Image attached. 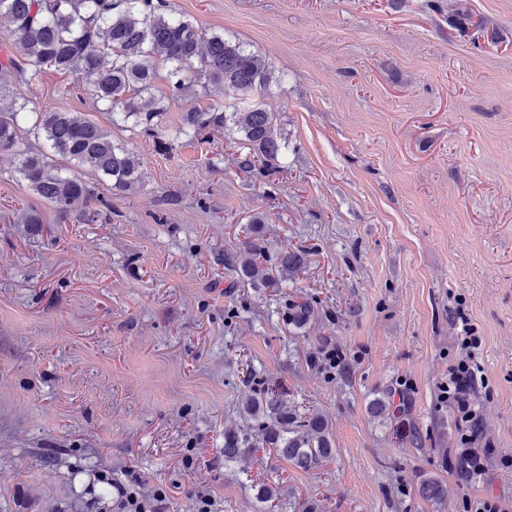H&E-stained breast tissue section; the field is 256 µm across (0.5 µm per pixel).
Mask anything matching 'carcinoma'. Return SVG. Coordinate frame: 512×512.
Wrapping results in <instances>:
<instances>
[{"mask_svg": "<svg viewBox=\"0 0 512 512\" xmlns=\"http://www.w3.org/2000/svg\"><path fill=\"white\" fill-rule=\"evenodd\" d=\"M0 17L11 20L7 37L14 48L9 59L16 80L30 84L44 67L70 73L74 88L119 111L122 119L154 131L161 108L150 96L158 78L156 63L168 68L171 94L198 86L224 85V90L246 95L270 83L271 66L239 42L207 35L199 26L168 9L166 0H0ZM200 66L194 76L185 73ZM28 101L0 85V149L14 151L15 173L44 202L65 212L77 202L95 198L94 189L55 163L89 168L129 191L144 175L138 154L112 141L94 121L65 108L35 113L33 131L43 140L31 147L21 137L28 120ZM231 120L243 134L248 153L242 165L272 168L281 162L288 145L274 127L273 115L261 108L238 109L224 116V106L186 113L178 133L204 140ZM97 199V198H95ZM104 207L109 204L99 198ZM305 252L285 248L270 259L262 245L246 240L236 252V268L252 284L272 280L277 269L295 272ZM313 311L308 300L288 305V321L304 324ZM242 409L246 427L224 433V463H234L259 448H269L297 469L311 470L332 455L328 424L319 415L300 412L287 399L268 396L260 383L246 385ZM420 497L442 502L444 482L428 473L417 483Z\"/></svg>", "mask_w": 512, "mask_h": 512, "instance_id": "obj_1", "label": "carcinoma"}]
</instances>
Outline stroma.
Instances as JSON below:
<instances>
[{
  "label": "stroma",
  "instance_id": "1",
  "mask_svg": "<svg viewBox=\"0 0 512 512\" xmlns=\"http://www.w3.org/2000/svg\"><path fill=\"white\" fill-rule=\"evenodd\" d=\"M210 34L263 56L248 95L170 94L155 134L69 94L72 75L0 85L33 111L64 106L138 154L121 192L60 213L0 150V512H100L104 492L160 489L162 512H512V0H169ZM272 112L281 168H242L233 126L176 138L214 103ZM33 208L41 231L20 223ZM263 217L253 225V217ZM298 246L301 270L253 286L227 263L245 239ZM312 300L301 327L286 313ZM464 304L484 342L483 475L452 464L463 431L439 386ZM338 348L332 367L326 351ZM328 423L332 456L303 471L259 450L225 464L248 373ZM388 401L389 415L371 411ZM447 495L430 504L422 474ZM420 497L432 504L441 503L444 498V482L439 475L428 473L417 483Z\"/></svg>",
  "mask_w": 512,
  "mask_h": 512
}]
</instances>
